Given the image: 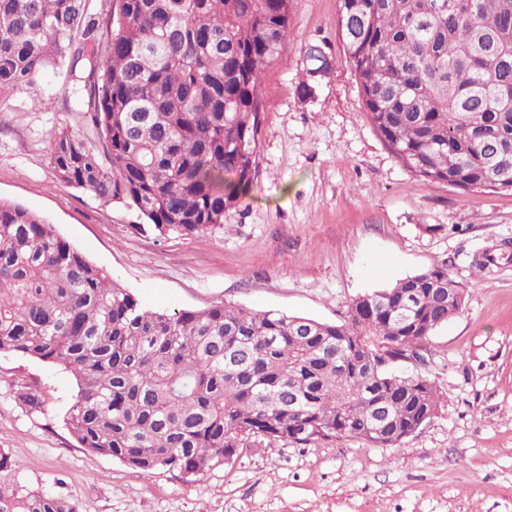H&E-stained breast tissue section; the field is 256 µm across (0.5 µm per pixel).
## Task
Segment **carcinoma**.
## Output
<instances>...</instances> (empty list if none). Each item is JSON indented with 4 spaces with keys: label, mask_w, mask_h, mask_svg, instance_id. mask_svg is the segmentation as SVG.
Listing matches in <instances>:
<instances>
[{
    "label": "carcinoma",
    "mask_w": 512,
    "mask_h": 512,
    "mask_svg": "<svg viewBox=\"0 0 512 512\" xmlns=\"http://www.w3.org/2000/svg\"><path fill=\"white\" fill-rule=\"evenodd\" d=\"M289 23L290 0H0V93L68 64L103 146L59 130L57 179L137 211L138 232L220 230L255 178L260 74ZM337 26L367 119L406 169L512 194V0H340ZM464 303L438 268L356 297L340 323L152 310L0 200V354L70 371L73 438L145 474L198 476L252 438L401 445L440 394L388 365L419 358ZM0 512L77 510L0 485Z\"/></svg>",
    "instance_id": "1"
}]
</instances>
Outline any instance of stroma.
<instances>
[{"instance_id": "stroma-1", "label": "stroma", "mask_w": 512, "mask_h": 512, "mask_svg": "<svg viewBox=\"0 0 512 512\" xmlns=\"http://www.w3.org/2000/svg\"><path fill=\"white\" fill-rule=\"evenodd\" d=\"M338 9L291 0L288 49L260 78L257 173L223 229L140 233L131 208L59 182L54 132L100 142L60 67L0 94V199L53 224L157 310L227 304L340 322L358 295L448 266L466 293L462 311L421 359L397 365L434 382L441 409L397 447L258 440L197 477H146L78 447L64 424L77 393L70 372L5 353L0 450L14 466L0 482L51 492L77 512H512V195L428 183L402 166L366 118ZM312 50L324 72L312 73ZM28 387L43 410L20 401Z\"/></svg>"}]
</instances>
